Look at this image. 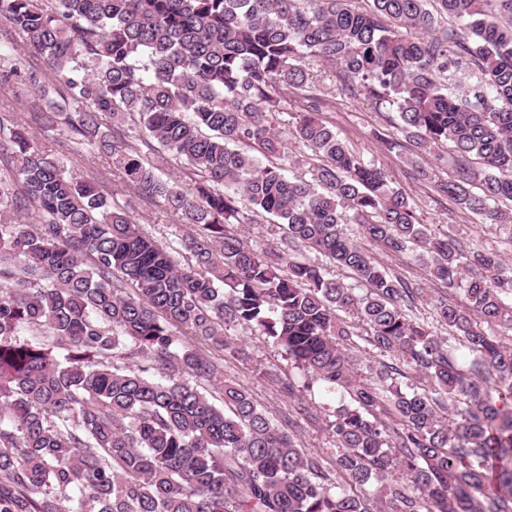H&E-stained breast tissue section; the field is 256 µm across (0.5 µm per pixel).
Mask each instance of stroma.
Here are the masks:
<instances>
[{
	"label": "stroma",
	"instance_id": "1",
	"mask_svg": "<svg viewBox=\"0 0 512 512\" xmlns=\"http://www.w3.org/2000/svg\"><path fill=\"white\" fill-rule=\"evenodd\" d=\"M318 75L323 89L335 103L332 111L326 113V120L334 124L341 137L366 160L384 168L393 181L407 190L417 204L418 215L423 224L438 233L454 232L463 244L495 250L512 262L511 237L489 232L483 225L478 224L475 217L459 212L448 201L437 200L430 185L418 180L409 165L399 158L381 153L378 138L389 130L384 113L369 109L363 100L345 95L336 86L328 68H319ZM28 131L35 148L64 163L77 175L102 174L106 190L116 192L119 202L129 205L140 230L167 247L176 260L185 261L182 239L189 233V225L179 223L162 205H140L132 188L113 180L111 158L72 143L61 125L51 130L32 125ZM366 248L391 270L416 282L425 283L427 295L420 299L416 315L434 336L448 341L453 355H461L462 347L458 340L436 318L432 299L439 293L438 286L433 282H425L424 273L414 257L387 256L380 247L371 242L367 243ZM227 334L247 343L250 358L240 361L225 352L215 353L214 358L221 377L247 387L262 405L276 415L281 427L293 436L299 448L326 459L330 458L336 442L327 428V421L340 404L339 395L327 392L317 385L310 390L297 388L295 399H288L282 395L274 378L278 375H292L293 369L277 346L270 339L252 333L240 325L228 328ZM298 403L312 409L315 413L314 419L297 418L293 409Z\"/></svg>",
	"mask_w": 512,
	"mask_h": 512
}]
</instances>
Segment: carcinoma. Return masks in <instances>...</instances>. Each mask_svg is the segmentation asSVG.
Here are the masks:
<instances>
[{"mask_svg": "<svg viewBox=\"0 0 512 512\" xmlns=\"http://www.w3.org/2000/svg\"><path fill=\"white\" fill-rule=\"evenodd\" d=\"M0 20L58 79L31 122L65 126L193 227L178 265L98 179L0 117V512H512V346L483 328L512 322V266L429 231L323 118L332 102L307 67L390 113L383 153L512 237V0H0ZM25 85L46 93L0 41V88ZM444 145L456 174L436 180L419 159ZM261 220L284 235L258 251L238 225ZM349 223L448 289L434 309L469 363L411 317L420 284ZM232 323L340 394L332 464L217 379L209 351L249 355ZM360 340L390 362H365Z\"/></svg>", "mask_w": 512, "mask_h": 512, "instance_id": "cac0c4a2", "label": "carcinoma"}]
</instances>
